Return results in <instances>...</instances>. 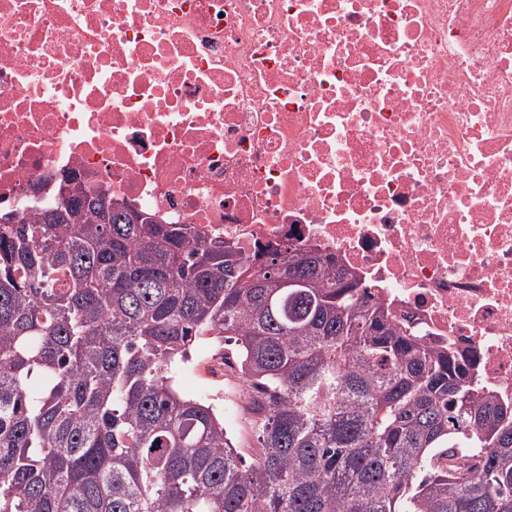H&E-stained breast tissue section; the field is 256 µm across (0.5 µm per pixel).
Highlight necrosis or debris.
I'll use <instances>...</instances> for the list:
<instances>
[{
  "instance_id": "necrosis-or-debris-1",
  "label": "necrosis or debris",
  "mask_w": 512,
  "mask_h": 512,
  "mask_svg": "<svg viewBox=\"0 0 512 512\" xmlns=\"http://www.w3.org/2000/svg\"><path fill=\"white\" fill-rule=\"evenodd\" d=\"M72 178L319 248L512 400V0H0V208Z\"/></svg>"
}]
</instances>
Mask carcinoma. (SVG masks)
<instances>
[{
    "instance_id": "cac0c4a2",
    "label": "carcinoma",
    "mask_w": 512,
    "mask_h": 512,
    "mask_svg": "<svg viewBox=\"0 0 512 512\" xmlns=\"http://www.w3.org/2000/svg\"><path fill=\"white\" fill-rule=\"evenodd\" d=\"M357 282L73 179L34 219L0 212V512H512V402ZM208 335L266 390L248 466L171 385ZM450 448L481 456L444 468Z\"/></svg>"
}]
</instances>
